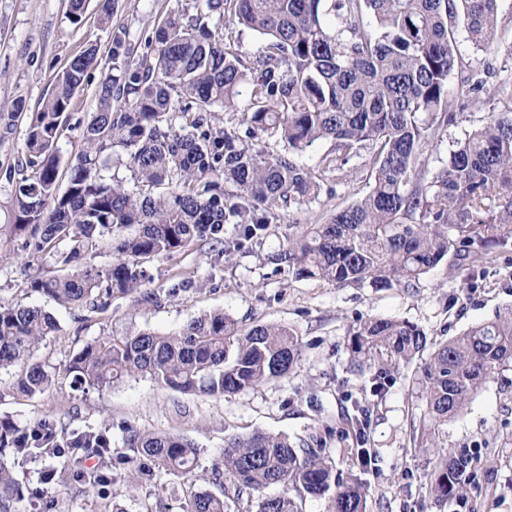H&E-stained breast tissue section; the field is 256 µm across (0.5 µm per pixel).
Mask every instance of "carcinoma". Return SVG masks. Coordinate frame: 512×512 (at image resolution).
Returning a JSON list of instances; mask_svg holds the SVG:
<instances>
[{
	"mask_svg": "<svg viewBox=\"0 0 512 512\" xmlns=\"http://www.w3.org/2000/svg\"><path fill=\"white\" fill-rule=\"evenodd\" d=\"M499 0H198L160 26L143 50L115 34L112 69L98 89V109L82 132L83 148L69 183H57V139L74 92L97 64L93 47L76 56L40 111L29 120L25 165L16 183L10 234L21 248L61 268L31 276L27 288L65 309H99L115 292H142L144 264L196 241L222 245L224 259L262 239L284 212L316 200L326 174L343 173L365 156L368 191L309 224L288 246L267 255L276 273L338 287L412 288L449 256L477 262L512 243V118L491 119L456 142L429 179L423 148L458 122L459 110L484 97L512 101V83L493 88L467 76L455 90L448 77L458 32L478 49L500 48ZM265 38L247 59L226 41V24ZM247 108L218 130L211 108ZM274 137L283 151L264 146ZM319 141L331 142L317 166L299 161ZM119 146L129 179L106 178L103 153ZM234 235L224 238V226ZM112 252L98 269L89 256ZM145 300L157 296L142 292ZM59 328L36 305L0 304V370L23 364L13 388L42 394L61 376L74 389H104L147 376L161 387L222 397L284 378L296 370L302 340L289 326L242 330L222 311L194 317L178 330L139 331L116 342L85 345L60 367L32 360ZM353 369L371 373L373 393L388 373L422 360L419 384L426 415L413 441L438 449L428 479L437 500L460 495L468 454L442 445L440 434L497 371L512 367V308L451 340L433 343L418 325L359 318L349 329ZM370 410L353 405L352 425L364 436ZM66 447L47 482L66 488L87 476L71 464L73 448L112 447L104 432L59 434L52 420L21 429L0 419V512H13L19 484L10 457ZM127 481L135 485L150 461L197 481L196 449L178 436L128 428ZM219 494L195 492L185 512H226L224 497L248 492L257 512H303L308 498L328 499V512H365L360 478L336 471L315 448L263 432L231 435L215 464ZM89 483L112 500V480ZM280 486L276 495L265 493Z\"/></svg>",
	"mask_w": 512,
	"mask_h": 512,
	"instance_id": "obj_1",
	"label": "carcinoma"
}]
</instances>
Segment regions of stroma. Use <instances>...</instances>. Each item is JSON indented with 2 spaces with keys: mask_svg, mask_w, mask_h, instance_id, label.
<instances>
[{
  "mask_svg": "<svg viewBox=\"0 0 512 512\" xmlns=\"http://www.w3.org/2000/svg\"><path fill=\"white\" fill-rule=\"evenodd\" d=\"M69 0H0V112L22 104L23 116L12 130L0 126V225L13 219L12 198L28 118L39 111L57 78L88 46L97 49L98 65L89 71L66 111L57 147L74 160L82 147V130L98 104L97 91L112 73V38L126 33L133 44L152 37L163 21L193 8L194 0H119L108 22L89 5L81 23L69 19ZM467 69L496 85L512 81V62L501 52L459 43ZM512 115V104L488 100L470 103L458 122L442 129L425 149L426 166L436 171L457 141L492 118ZM366 175L327 177L318 199L292 209L270 225L261 243L224 261L208 242L145 265L149 291L158 300L147 303L139 294H113L102 310H66L30 292L29 277L49 270L45 260L21 250L19 242L0 243V303L21 302L52 310L58 331L44 339L38 360L63 365L88 343L121 339L141 330L168 333L191 317L212 310L244 329L257 324H284L302 338L299 368L288 377L221 398L181 393L134 377L112 387L75 391L69 378H59L46 392L28 397L9 388L14 372L0 373V418L24 427L50 418L66 430H95L112 440V454L125 455L127 428L165 432L191 441L200 469L211 470L232 434L254 431L284 435L299 446L323 449L337 470L359 476L368 486L366 512H512V367L496 372L466 408L450 420L443 441L469 450L470 479L460 498L435 500L427 474L436 449L414 444L411 425L425 412L417 365L400 367L382 395H373L368 378L350 368L348 332L357 318H396L417 324L435 340L449 339L512 307V244L491 251L483 262L449 257L424 274L415 287L375 290L339 287L323 281L297 280L274 272L268 253L288 242L305 224L323 223L336 209L360 200L367 192ZM188 279L194 286L178 296L171 284ZM371 409L367 433L376 453L363 466L356 453L354 432L343 419L353 402ZM37 457L15 460L16 478L25 496L17 512H103L105 503L91 486L63 490L38 480ZM195 487L183 476L154 465L137 485H129L120 467L112 469V499L125 512H182Z\"/></svg>",
  "mask_w": 512,
  "mask_h": 512,
  "instance_id": "35a3bbf8",
  "label": "stroma"
}]
</instances>
